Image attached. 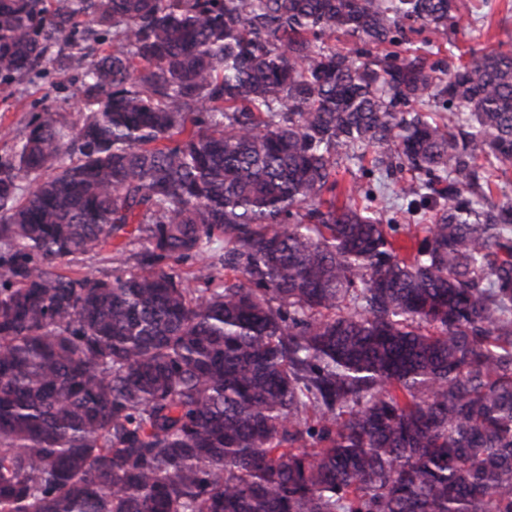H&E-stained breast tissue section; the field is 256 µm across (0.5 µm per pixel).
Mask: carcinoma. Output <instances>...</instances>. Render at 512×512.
I'll list each match as a JSON object with an SVG mask.
<instances>
[{
    "label": "carcinoma",
    "instance_id": "cac0c4a2",
    "mask_svg": "<svg viewBox=\"0 0 512 512\" xmlns=\"http://www.w3.org/2000/svg\"><path fill=\"white\" fill-rule=\"evenodd\" d=\"M459 10L0 0V84L86 61L0 159V512H512V47L404 49Z\"/></svg>",
    "mask_w": 512,
    "mask_h": 512
}]
</instances>
